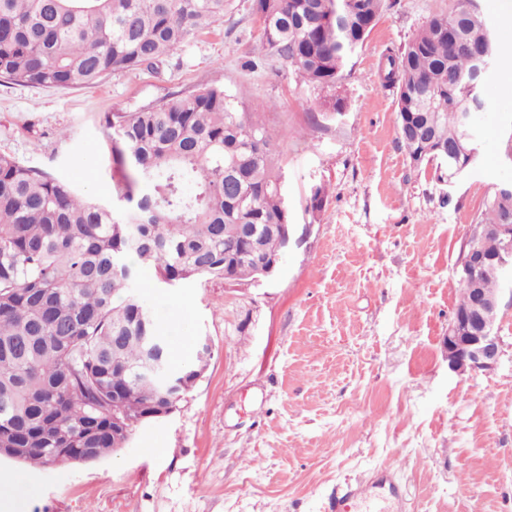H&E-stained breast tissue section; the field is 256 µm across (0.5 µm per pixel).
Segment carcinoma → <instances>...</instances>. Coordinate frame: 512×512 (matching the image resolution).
Here are the masks:
<instances>
[{
	"instance_id": "1",
	"label": "carcinoma",
	"mask_w": 512,
	"mask_h": 512,
	"mask_svg": "<svg viewBox=\"0 0 512 512\" xmlns=\"http://www.w3.org/2000/svg\"><path fill=\"white\" fill-rule=\"evenodd\" d=\"M385 0H255L260 49L308 85L333 90ZM230 0H0V77L56 89L88 87L118 69L150 66L191 31L224 17ZM464 39L505 55L477 0H453L399 53L382 85L396 93L399 143L418 168L439 145L462 144L463 115L486 108L470 78ZM117 204L79 194L65 179L0 155V458L39 469L93 462L121 448L130 428L169 413L146 375L161 360L170 395L187 394L207 366L173 368L152 310L132 290L142 266L170 287L196 277L250 281L284 249L289 221L275 144L237 111L221 85L135 112H111ZM427 129L430 144L407 131ZM458 164V165H460ZM448 164V179L460 176ZM191 182L194 191L184 187ZM512 216V188L497 190L478 224ZM258 226L248 249L241 232ZM146 336L156 337L151 345ZM125 414L112 435V404Z\"/></svg>"
}]
</instances>
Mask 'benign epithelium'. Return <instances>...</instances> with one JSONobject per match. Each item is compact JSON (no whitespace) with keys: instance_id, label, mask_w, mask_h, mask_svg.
<instances>
[{"instance_id":"7a95c632","label":"benign epithelium","mask_w":512,"mask_h":512,"mask_svg":"<svg viewBox=\"0 0 512 512\" xmlns=\"http://www.w3.org/2000/svg\"><path fill=\"white\" fill-rule=\"evenodd\" d=\"M480 228L482 231L474 232L466 243L459 271V280L471 288V305L452 318L445 337L448 366L461 375L492 369L501 353L496 333L499 300L485 295L475 274L493 272L502 285L512 288V262L507 260L512 255V224H482ZM488 235L501 240L504 253L490 256L484 252L480 240Z\"/></svg>"}]
</instances>
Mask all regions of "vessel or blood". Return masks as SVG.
Here are the masks:
<instances>
[{"label": "vessel or blood", "instance_id": "vessel-or-blood-1", "mask_svg": "<svg viewBox=\"0 0 512 512\" xmlns=\"http://www.w3.org/2000/svg\"><path fill=\"white\" fill-rule=\"evenodd\" d=\"M392 477L391 467L385 466L372 482L346 485L336 496L330 497L329 512H391L401 498Z\"/></svg>", "mask_w": 512, "mask_h": 512}]
</instances>
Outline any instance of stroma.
Returning <instances> with one entry per match:
<instances>
[{"label": "stroma", "instance_id": "stroma-1", "mask_svg": "<svg viewBox=\"0 0 512 512\" xmlns=\"http://www.w3.org/2000/svg\"><path fill=\"white\" fill-rule=\"evenodd\" d=\"M452 0H386L336 88L341 115L286 63L258 54L254 0L193 31L176 53L79 90L0 78V154L112 202L109 112L221 85L273 137L289 212L280 269L258 283L204 277L137 285L161 335L208 365L169 416L119 452L61 469L0 460V512H326L337 489L393 465L403 512H512V291L500 289L501 355L488 371L448 367L444 338L475 217L512 182V75L486 78L475 165L414 168L397 101L381 85L401 51ZM324 188L313 208L315 188Z\"/></svg>", "mask_w": 512, "mask_h": 512}]
</instances>
